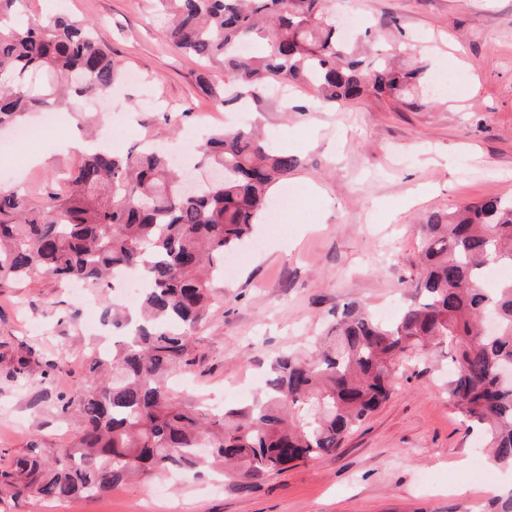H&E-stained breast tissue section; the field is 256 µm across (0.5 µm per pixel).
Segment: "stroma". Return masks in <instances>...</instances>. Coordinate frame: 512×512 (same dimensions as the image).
<instances>
[{"mask_svg":"<svg viewBox=\"0 0 512 512\" xmlns=\"http://www.w3.org/2000/svg\"><path fill=\"white\" fill-rule=\"evenodd\" d=\"M346 24L366 21L379 47L404 46L442 61L464 80L450 96L422 94L427 107L390 111L370 98L337 112L313 108L294 89L297 112L259 115L277 149L297 155L288 185L294 201L277 223L259 224L263 247L246 246L231 276L215 281L198 330L195 364L176 380L183 394L223 401L224 389L263 374L269 358L305 350L315 327L344 302L375 313L401 306L417 275L418 219L512 194V0H334ZM31 17L65 10L98 24V37L128 72L112 92L111 149L150 137L177 146L186 132L224 124L205 99L199 66L159 36L150 0H29ZM89 112L61 113L48 132L27 117L31 136L5 159L11 183L40 203L53 176L76 166ZM105 297L84 306L46 275L0 289V467L38 449L53 459L81 427L59 399L86 376ZM452 363L436 348L398 369L390 398L336 453L242 489L197 479L157 477L123 483L102 496L47 503L0 493V512H493L497 485L512 471L483 472L475 493L458 495L459 476L483 450L448 400Z\"/></svg>","mask_w":512,"mask_h":512,"instance_id":"stroma-1","label":"stroma"}]
</instances>
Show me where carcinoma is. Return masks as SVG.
Returning a JSON list of instances; mask_svg holds the SVG:
<instances>
[{
    "label": "carcinoma",
    "instance_id": "cac0c4a2",
    "mask_svg": "<svg viewBox=\"0 0 512 512\" xmlns=\"http://www.w3.org/2000/svg\"><path fill=\"white\" fill-rule=\"evenodd\" d=\"M174 51L203 63L201 91L224 106L264 112L274 85L306 86L315 105L336 109L369 96L418 107L428 82L423 62L404 63L347 40L331 0H156ZM25 0H0V128L29 112L72 109L123 76L96 23L67 14L23 20ZM220 70L215 80L210 72ZM192 192L168 156L150 146L84 155L62 189L34 207L25 189L0 186V288L39 274L60 285L111 287L118 269L146 275L130 313L106 306L121 331L112 356L93 357L83 385L60 399L82 428L50 465L15 456L0 486L48 502L99 497L134 475L199 476L209 464L232 471L241 488L333 454L391 395L399 359L447 346L455 376L449 396L478 429L494 469H512V279L491 286L488 269L512 267V195L430 210L419 221L420 272L408 302L381 321L346 302L316 337L310 355L284 352L263 392L241 407L210 408L178 395L173 377L193 365L206 319L210 279L253 235L275 185L299 166L252 126L212 131L193 152ZM491 314L495 331L479 332Z\"/></svg>",
    "mask_w": 512,
    "mask_h": 512
}]
</instances>
